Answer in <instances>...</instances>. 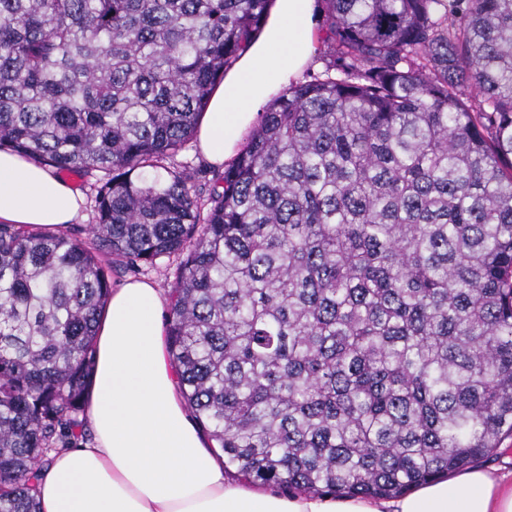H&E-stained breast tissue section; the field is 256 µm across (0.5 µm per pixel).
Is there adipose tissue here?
Returning <instances> with one entry per match:
<instances>
[{"label":"adipose tissue","instance_id":"obj_1","mask_svg":"<svg viewBox=\"0 0 512 512\" xmlns=\"http://www.w3.org/2000/svg\"><path fill=\"white\" fill-rule=\"evenodd\" d=\"M315 0H274L266 24L209 100L197 148L217 167L233 159L258 107L313 52ZM82 196L49 168L0 151V223L57 231ZM166 300L147 280L113 289L99 319L85 414L93 440L60 449L40 470L41 512H512V471L473 469L394 499L261 493L228 480L188 415L170 363Z\"/></svg>","mask_w":512,"mask_h":512}]
</instances>
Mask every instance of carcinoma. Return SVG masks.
Here are the masks:
<instances>
[{"label":"carcinoma","mask_w":512,"mask_h":512,"mask_svg":"<svg viewBox=\"0 0 512 512\" xmlns=\"http://www.w3.org/2000/svg\"><path fill=\"white\" fill-rule=\"evenodd\" d=\"M333 61L206 205L151 174L270 0H0V149L96 177L85 240L0 223V512L85 437L110 275L180 259L182 394L224 468L394 498L512 433V0H324Z\"/></svg>","instance_id":"cac0c4a2"}]
</instances>
